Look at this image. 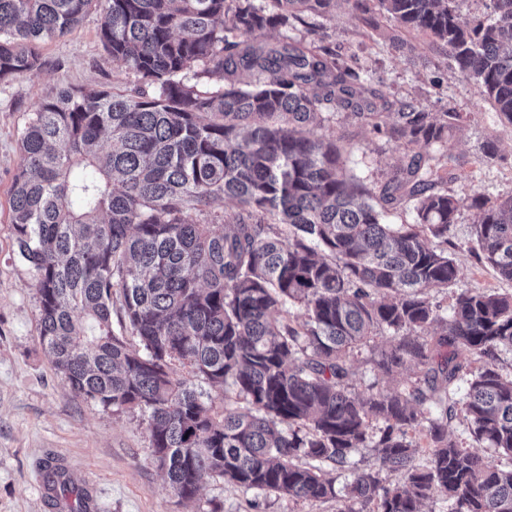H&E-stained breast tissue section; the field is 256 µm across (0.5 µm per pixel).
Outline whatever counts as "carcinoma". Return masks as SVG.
Returning a JSON list of instances; mask_svg holds the SVG:
<instances>
[{
	"label": "carcinoma",
	"instance_id": "cac0c4a2",
	"mask_svg": "<svg viewBox=\"0 0 512 512\" xmlns=\"http://www.w3.org/2000/svg\"><path fill=\"white\" fill-rule=\"evenodd\" d=\"M340 1L368 11L365 0H0V83L37 75L40 44L92 9L104 49L136 77L127 94L63 88L19 134L10 224L35 274L41 344L76 396L145 417L184 501L220 477L339 497L338 512H422L433 491L448 512H512V468L448 435L460 413L475 441L512 457V380L495 364L512 348V294L466 289L446 315L428 296L458 275V202L440 184L464 115L379 112L367 80L326 49L256 39ZM374 2L371 29L384 19L427 36L512 125V0H486L482 18L460 0ZM333 104L407 150L379 188L347 173L346 146L323 132ZM223 199L238 208L224 223L186 219ZM380 203L411 204L415 223L384 222ZM473 205L470 251L512 281V198ZM116 304L134 344L112 329ZM385 333L372 363L412 376L362 394L351 357ZM193 379L248 411H217ZM360 448L395 480L355 466ZM329 466L353 470L341 494ZM62 492L84 512L83 488Z\"/></svg>",
	"mask_w": 512,
	"mask_h": 512
}]
</instances>
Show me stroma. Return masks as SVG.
<instances>
[{
	"label": "stroma",
	"mask_w": 512,
	"mask_h": 512,
	"mask_svg": "<svg viewBox=\"0 0 512 512\" xmlns=\"http://www.w3.org/2000/svg\"><path fill=\"white\" fill-rule=\"evenodd\" d=\"M98 24V11H91L71 33L43 46L35 77L0 84V512H49L37 482L49 457L81 472L84 486L99 500L98 512H338L340 503L333 499L295 501L247 491L218 477L208 481L198 501L180 500L154 458L143 416L116 414L76 397L42 348L34 272L18 254L9 190L22 165L19 133L42 99L64 87L134 86V75L103 49ZM285 35L334 51L367 78L377 108L411 101L426 112L465 115L452 134L463 161L448 164L444 184L459 201L457 222L448 232L458 277L429 296L446 309L465 289L511 293L512 282L502 280L468 246L478 219L474 196L485 195L492 203L512 197V126L448 68L444 57L430 51L427 37L401 36L388 23L371 30L345 0L330 16L309 15L288 30L265 32L264 38ZM327 131L354 143L346 169L368 185H380L404 157L403 147L386 133L343 114L333 117ZM489 141L498 153L487 163L480 156Z\"/></svg>",
	"instance_id": "1"
}]
</instances>
